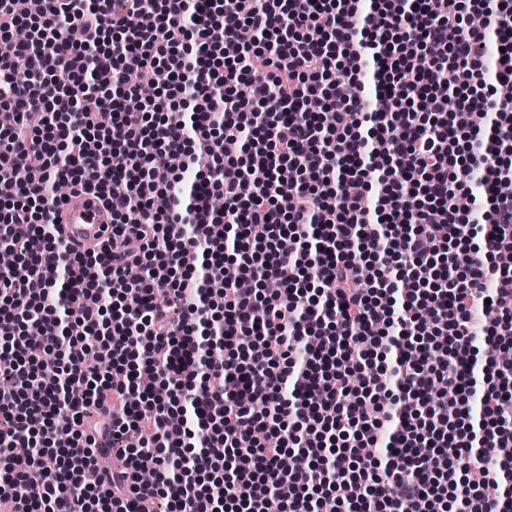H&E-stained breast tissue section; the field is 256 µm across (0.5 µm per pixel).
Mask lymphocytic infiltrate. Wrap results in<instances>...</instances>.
Here are the masks:
<instances>
[{
	"instance_id": "obj_1",
	"label": "lymphocytic infiltrate",
	"mask_w": 512,
	"mask_h": 512,
	"mask_svg": "<svg viewBox=\"0 0 512 512\" xmlns=\"http://www.w3.org/2000/svg\"><path fill=\"white\" fill-rule=\"evenodd\" d=\"M0 111V512H512V0H0ZM66 243L93 246L104 241L111 231L110 217L92 195L70 194L58 212Z\"/></svg>"
}]
</instances>
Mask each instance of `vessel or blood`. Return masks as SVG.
I'll return each instance as SVG.
<instances>
[{
    "mask_svg": "<svg viewBox=\"0 0 512 512\" xmlns=\"http://www.w3.org/2000/svg\"><path fill=\"white\" fill-rule=\"evenodd\" d=\"M62 233L67 243L79 242L89 247L104 241L110 231V217L93 196H68L58 212Z\"/></svg>",
    "mask_w": 512,
    "mask_h": 512,
    "instance_id": "1",
    "label": "vessel or blood"
}]
</instances>
